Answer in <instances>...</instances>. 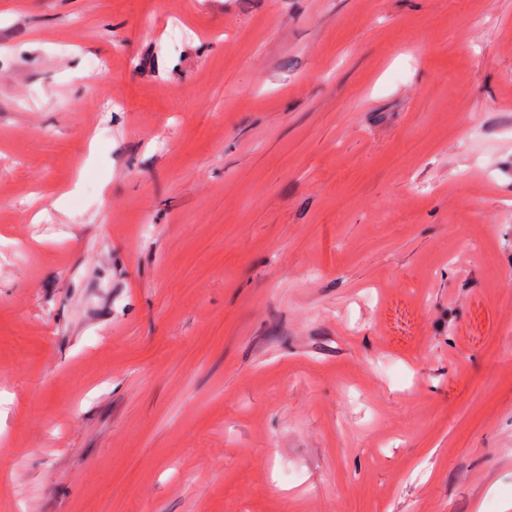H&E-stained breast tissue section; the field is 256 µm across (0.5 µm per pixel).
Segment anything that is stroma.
<instances>
[{"label":"stroma","instance_id":"35a3bbf8","mask_svg":"<svg viewBox=\"0 0 512 512\" xmlns=\"http://www.w3.org/2000/svg\"><path fill=\"white\" fill-rule=\"evenodd\" d=\"M512 0H0V512H505Z\"/></svg>","mask_w":512,"mask_h":512}]
</instances>
